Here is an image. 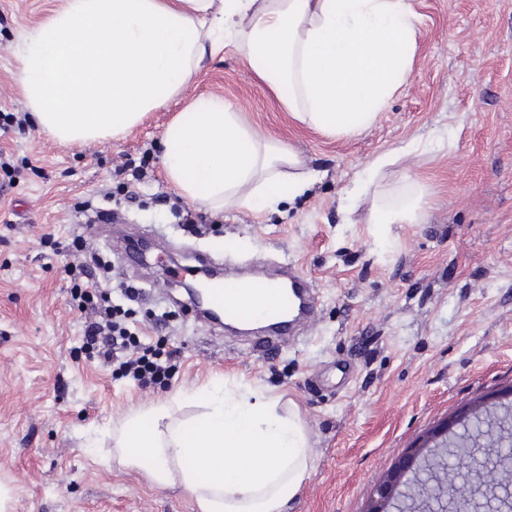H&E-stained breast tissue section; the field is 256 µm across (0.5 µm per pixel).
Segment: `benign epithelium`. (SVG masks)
I'll return each mask as SVG.
<instances>
[{
  "instance_id": "obj_1",
  "label": "benign epithelium",
  "mask_w": 512,
  "mask_h": 512,
  "mask_svg": "<svg viewBox=\"0 0 512 512\" xmlns=\"http://www.w3.org/2000/svg\"><path fill=\"white\" fill-rule=\"evenodd\" d=\"M217 278L214 272L198 271L183 288L198 301L206 282ZM472 448L482 456L479 468L464 460L450 464L444 454L448 430L433 433L397 476L380 485L378 500L367 512H512V482L502 477L505 463L500 454L477 443ZM407 473L412 481H401Z\"/></svg>"
}]
</instances>
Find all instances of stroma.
I'll list each match as a JSON object with an SVG mask.
<instances>
[{
	"instance_id": "35a3bbf8",
	"label": "stroma",
	"mask_w": 512,
	"mask_h": 512,
	"mask_svg": "<svg viewBox=\"0 0 512 512\" xmlns=\"http://www.w3.org/2000/svg\"><path fill=\"white\" fill-rule=\"evenodd\" d=\"M61 3L0 0V512H197L112 450L133 414L167 402L193 417L216 387L298 410L313 465L287 512H365L426 434L478 411L504 416L492 397L512 388V0H414L412 78L359 134L297 122L228 45L129 134L81 146L42 133L14 79L12 46ZM208 95L294 147L314 176L304 194L272 210L195 205L198 229L185 227L169 206L179 192L162 137ZM385 154L395 163L365 182ZM122 156L145 165L133 203L113 169ZM420 180L430 201L417 223H369ZM87 200L114 222L81 223ZM78 235L97 244L93 284L130 310L142 345L179 352L168 387L86 358L68 304ZM201 255L259 271L292 264L317 293L314 319L266 351L195 322L168 260L190 267ZM162 312L167 326L152 329Z\"/></svg>"
}]
</instances>
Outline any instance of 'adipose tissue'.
Instances as JSON below:
<instances>
[{
    "label": "adipose tissue",
    "instance_id": "adipose-tissue-1",
    "mask_svg": "<svg viewBox=\"0 0 512 512\" xmlns=\"http://www.w3.org/2000/svg\"><path fill=\"white\" fill-rule=\"evenodd\" d=\"M413 0H63L14 44L16 81L41 130L66 144L126 134L234 44L301 124L336 136L369 128L412 76ZM170 182L211 211L255 210L305 192L288 143L220 97L197 98L163 135ZM180 421L159 404L131 419L116 450L150 464L199 512H286L313 455L296 412L213 391Z\"/></svg>",
    "mask_w": 512,
    "mask_h": 512
}]
</instances>
